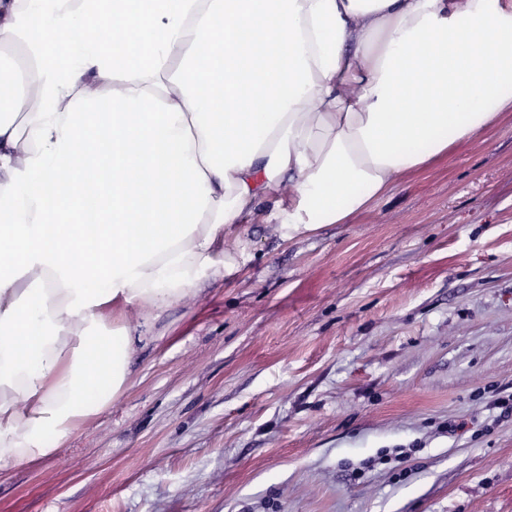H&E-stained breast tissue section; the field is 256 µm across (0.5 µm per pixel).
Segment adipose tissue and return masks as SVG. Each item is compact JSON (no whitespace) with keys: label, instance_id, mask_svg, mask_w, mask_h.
Instances as JSON below:
<instances>
[{"label":"adipose tissue","instance_id":"obj_1","mask_svg":"<svg viewBox=\"0 0 512 512\" xmlns=\"http://www.w3.org/2000/svg\"><path fill=\"white\" fill-rule=\"evenodd\" d=\"M7 51L33 77L0 113V472L121 395L131 308L237 272L260 201L343 223L512 112V0H0Z\"/></svg>","mask_w":512,"mask_h":512}]
</instances>
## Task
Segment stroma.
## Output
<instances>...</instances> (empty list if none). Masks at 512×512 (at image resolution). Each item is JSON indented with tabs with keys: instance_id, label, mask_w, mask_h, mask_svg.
I'll return each mask as SVG.
<instances>
[{
	"instance_id": "35a3bbf8",
	"label": "stroma",
	"mask_w": 512,
	"mask_h": 512,
	"mask_svg": "<svg viewBox=\"0 0 512 512\" xmlns=\"http://www.w3.org/2000/svg\"><path fill=\"white\" fill-rule=\"evenodd\" d=\"M238 232L0 512H512V112L344 223Z\"/></svg>"
}]
</instances>
